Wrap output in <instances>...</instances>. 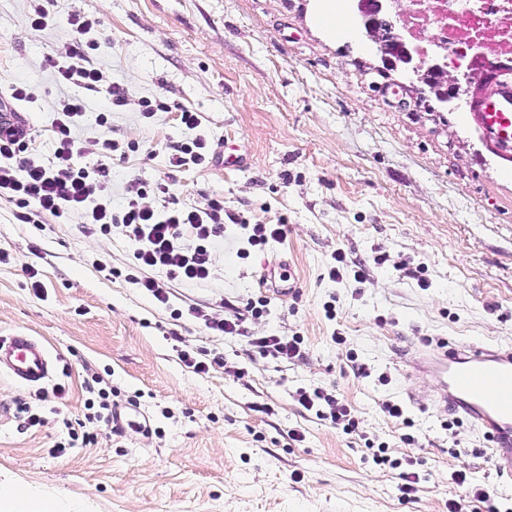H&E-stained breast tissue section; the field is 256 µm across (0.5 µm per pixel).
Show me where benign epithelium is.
Wrapping results in <instances>:
<instances>
[{
    "label": "benign epithelium",
    "instance_id": "obj_1",
    "mask_svg": "<svg viewBox=\"0 0 512 512\" xmlns=\"http://www.w3.org/2000/svg\"><path fill=\"white\" fill-rule=\"evenodd\" d=\"M360 9L364 17L366 35L380 47L385 67L409 72L418 82L438 94L443 101L471 95L470 87L463 86L460 78L449 74L446 66L439 61L433 59L426 65L420 60H415L413 51L407 46L391 11L385 8L380 0H361Z\"/></svg>",
    "mask_w": 512,
    "mask_h": 512
}]
</instances>
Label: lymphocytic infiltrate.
<instances>
[{
	"instance_id": "obj_1",
	"label": "lymphocytic infiltrate",
	"mask_w": 512,
	"mask_h": 512,
	"mask_svg": "<svg viewBox=\"0 0 512 512\" xmlns=\"http://www.w3.org/2000/svg\"><path fill=\"white\" fill-rule=\"evenodd\" d=\"M66 23L70 43L65 56L45 59L57 82L74 90L62 101L51 123L50 156L30 152L26 130L4 117L11 101H32L34 92L16 85L10 101H0V195L14 203L13 217L20 224L34 223L41 216L63 223L78 215L87 235L124 236L134 246L135 268L143 272L136 280L138 287L157 301L168 303L170 281L205 282L212 278L211 249L224 233V202L211 200L204 209L154 208L146 203L148 194L169 192L167 180L160 178L127 198L122 208H112L105 194L106 177L119 145L106 138L91 142L85 149L78 146L73 130L86 116L85 93L106 92L113 105L121 106L128 90L107 79L93 61L98 47L96 20L72 13ZM88 152L96 155V163L80 164V157ZM295 400L318 420L339 426L348 435L358 433L359 423L350 408L324 390L297 389Z\"/></svg>"
}]
</instances>
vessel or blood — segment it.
<instances>
[{
  "mask_svg": "<svg viewBox=\"0 0 512 512\" xmlns=\"http://www.w3.org/2000/svg\"><path fill=\"white\" fill-rule=\"evenodd\" d=\"M474 116L504 155H512V81L493 79L475 101ZM0 366L17 380L49 379L53 361L33 337L0 336ZM429 398L482 431L500 467L512 472V348L442 342L431 369Z\"/></svg>",
  "mask_w": 512,
  "mask_h": 512,
  "instance_id": "1",
  "label": "vessel or blood"
}]
</instances>
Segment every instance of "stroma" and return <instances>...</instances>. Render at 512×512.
I'll list each match as a JSON object with an SVG mask.
<instances>
[{"mask_svg": "<svg viewBox=\"0 0 512 512\" xmlns=\"http://www.w3.org/2000/svg\"><path fill=\"white\" fill-rule=\"evenodd\" d=\"M317 4L53 0L37 29L30 0H0V92L33 90L18 111L44 155L65 90L43 58L64 55L68 14L97 20L95 62L129 95L122 106L88 95L91 115L75 138L135 144L112 163L113 205L167 172L172 148L193 134L244 158L176 172L179 203L204 208L220 197L233 221L212 252L214 279L171 281L165 305L128 280L121 235H86L78 216L18 224L13 204L0 200V336L34 337L55 359L41 388L0 371V473L55 498L58 512L73 503L84 512H448L452 501L486 512L451 479L463 462L474 482L512 498V476L483 436L465 422L451 439V413L417 396L430 379L404 363L429 352V337L512 344V179L503 175L512 156L484 137L466 104H440L423 84L385 70L357 33L331 32ZM156 96L169 111L144 118L142 99ZM184 107L200 113L198 131L181 125ZM101 110L108 126L93 119ZM244 223L283 224L287 236L248 250ZM340 252L349 266L335 282L328 271ZM99 261L121 277L98 271ZM261 297L266 314L247 318L241 336L187 313L194 305L222 320ZM270 334L302 337L299 358L265 356L247 342ZM186 347L224 362L195 372L178 357ZM99 376L118 391L117 424L90 423L96 443L67 447L62 421L83 416ZM57 384L64 392L55 397ZM301 387L335 393L360 436L300 408ZM134 395L136 411L126 404ZM386 400L413 419L418 447L400 442ZM23 403L44 426L27 425ZM296 430L303 441H293ZM368 440L420 459L411 500L401 499L393 470L368 459ZM59 442L65 450L52 455Z\"/></svg>", "mask_w": 512, "mask_h": 512, "instance_id": "stroma-1", "label": "stroma"}]
</instances>
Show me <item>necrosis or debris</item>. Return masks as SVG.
<instances>
[{"instance_id":"obj_1","label":"necrosis or debris","mask_w":512,"mask_h":512,"mask_svg":"<svg viewBox=\"0 0 512 512\" xmlns=\"http://www.w3.org/2000/svg\"><path fill=\"white\" fill-rule=\"evenodd\" d=\"M398 23L421 59L475 81L512 76V0H401Z\"/></svg>"}]
</instances>
